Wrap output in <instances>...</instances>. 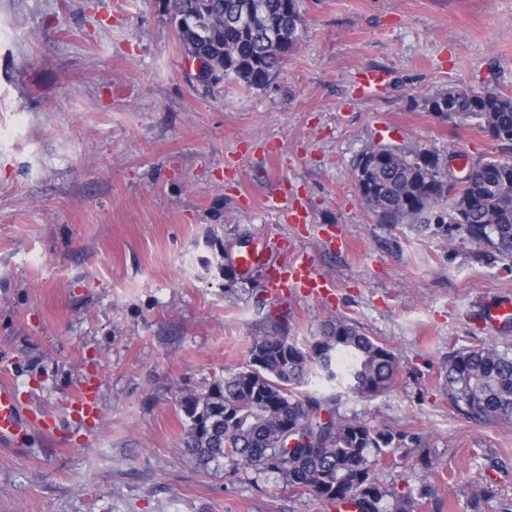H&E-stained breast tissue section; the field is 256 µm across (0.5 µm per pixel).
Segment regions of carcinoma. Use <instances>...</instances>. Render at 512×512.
Wrapping results in <instances>:
<instances>
[{
	"label": "carcinoma",
	"mask_w": 512,
	"mask_h": 512,
	"mask_svg": "<svg viewBox=\"0 0 512 512\" xmlns=\"http://www.w3.org/2000/svg\"><path fill=\"white\" fill-rule=\"evenodd\" d=\"M185 53L206 60L205 93L228 80L248 89L268 85L302 37L297 0H163ZM425 109L452 126L476 121L493 140L512 143V95L450 86L425 99ZM382 224H420L438 212L501 260H512V161L484 158L470 169L460 199L444 206L447 174L439 156L403 151L378 162L356 182ZM463 219L454 217L456 208ZM278 322L253 339L245 366L205 392L181 401L183 452L204 469L274 473L296 492L330 503L352 502L359 512H417L408 487L384 484L376 469L399 447L397 434L356 415L339 413L336 395L300 391L318 375L366 396L390 390L396 355L344 317L322 321L301 347ZM454 410L472 418L512 423V356L494 343L448 356L445 375Z\"/></svg>",
	"instance_id": "carcinoma-1"
}]
</instances>
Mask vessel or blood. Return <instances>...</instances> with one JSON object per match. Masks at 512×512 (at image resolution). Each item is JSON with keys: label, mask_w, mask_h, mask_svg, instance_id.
Returning <instances> with one entry per match:
<instances>
[{"label": "vessel or blood", "mask_w": 512, "mask_h": 512, "mask_svg": "<svg viewBox=\"0 0 512 512\" xmlns=\"http://www.w3.org/2000/svg\"><path fill=\"white\" fill-rule=\"evenodd\" d=\"M238 265L245 270L265 264L271 265L269 292L282 297L293 290L325 299L331 296L334 280L319 273L306 256H293L269 264L265 250L254 248L244 250L237 255ZM480 319L490 330L512 322V298L502 297L489 301L483 308ZM71 410L73 415L89 420H100L101 413L92 385H83L76 393ZM37 416L28 414L20 406L16 388L7 382L0 383V445H12L15 440L30 428L38 426Z\"/></svg>", "instance_id": "obj_1"}]
</instances>
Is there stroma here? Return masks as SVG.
<instances>
[{
	"label": "stroma",
	"mask_w": 512,
	"mask_h": 512,
	"mask_svg": "<svg viewBox=\"0 0 512 512\" xmlns=\"http://www.w3.org/2000/svg\"><path fill=\"white\" fill-rule=\"evenodd\" d=\"M298 5L277 78L206 95L162 0H0V379L49 423L0 447V512H336L182 451V397L243 367L277 313L299 346L339 315L398 357L388 392L340 408L405 432L378 476L420 493L418 512L512 503V423L456 413L445 381L456 350L512 353V324L475 315L512 296V261L448 223H379L353 177L387 124L394 146L512 159L423 106L460 82L512 94V0ZM365 69L387 75L369 97ZM278 186L310 224L268 207ZM267 241L305 253L333 296L269 299V267L235 263ZM88 381L95 425L70 410Z\"/></svg>",
	"instance_id": "stroma-1"
}]
</instances>
